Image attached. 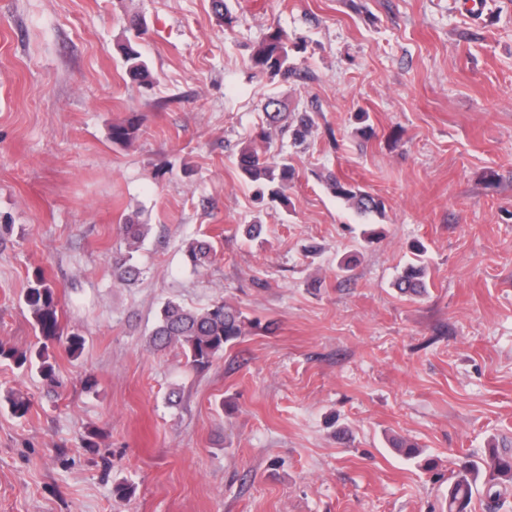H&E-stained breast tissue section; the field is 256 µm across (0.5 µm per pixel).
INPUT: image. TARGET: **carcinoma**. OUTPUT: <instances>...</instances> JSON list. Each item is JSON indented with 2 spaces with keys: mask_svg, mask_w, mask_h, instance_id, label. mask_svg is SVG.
Instances as JSON below:
<instances>
[{
  "mask_svg": "<svg viewBox=\"0 0 512 512\" xmlns=\"http://www.w3.org/2000/svg\"><path fill=\"white\" fill-rule=\"evenodd\" d=\"M134 39L127 40L122 47V54L127 64L128 74L135 80L148 78L146 62L138 50V40L146 34L144 27L131 23ZM293 48L288 43V35L281 29L269 31L252 54L255 73L269 77L279 76L286 80L295 72L292 63ZM266 111L269 124L284 123L295 145L304 144L312 134L314 126L309 112H284L280 103L271 101ZM142 117L132 115L127 120L112 125L111 139L115 144L129 142L139 130ZM238 168L244 180L257 186L258 199L265 198L272 202L289 204L287 195L295 179L294 168L286 162L278 163L267 152H260L247 145L241 149ZM327 188L350 208L361 215L376 213L383 215L384 203L362 187L345 181L330 172L324 176ZM121 233L126 241L128 251L112 255L115 276L121 281H131L139 269L132 264L133 246L145 237V225L123 224ZM213 246L206 240L189 245L187 256L193 266H201L210 259ZM426 249L419 244L415 248V258L408 263L396 277L394 287L404 296H420L427 292L424 261ZM23 301L37 333L38 345L25 350L8 347L0 342V361L7 360L19 368L36 369L42 378L53 388L62 387V381L55 372L51 359V350L61 344L67 354L74 356L81 352L85 339L78 332L64 334L59 310L58 297L54 286L40 272L36 273L29 288L23 295ZM245 317L242 312L225 303H218L208 309L197 311L170 301L161 310L158 324L153 332L156 346H169L178 343L183 349L186 365L192 369L209 367L213 360L224 352V348L234 344L244 335ZM11 414L17 418L26 417L32 408V401L14 391L3 397ZM484 481L487 493L496 503L512 485V453L493 450L486 458L465 460L450 471L446 512H467L473 491L478 481Z\"/></svg>",
  "mask_w": 512,
  "mask_h": 512,
  "instance_id": "obj_1",
  "label": "carcinoma"
}]
</instances>
